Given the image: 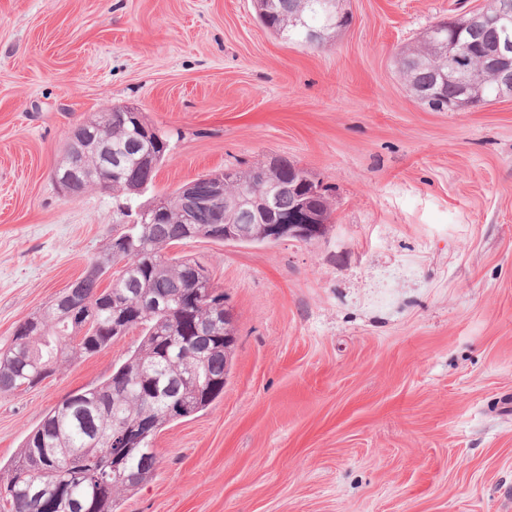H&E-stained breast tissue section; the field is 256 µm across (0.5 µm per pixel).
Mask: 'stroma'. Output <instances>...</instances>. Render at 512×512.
Segmentation results:
<instances>
[{
	"mask_svg": "<svg viewBox=\"0 0 512 512\" xmlns=\"http://www.w3.org/2000/svg\"><path fill=\"white\" fill-rule=\"evenodd\" d=\"M485 2L341 0L350 24L309 47L254 0H0V348L122 220L53 178L112 105L169 140L151 194L273 157L328 189L322 237L169 246L207 264L236 344L119 512H512V97L437 111L396 64ZM139 340L0 394V467Z\"/></svg>",
	"mask_w": 512,
	"mask_h": 512,
	"instance_id": "1",
	"label": "stroma"
}]
</instances>
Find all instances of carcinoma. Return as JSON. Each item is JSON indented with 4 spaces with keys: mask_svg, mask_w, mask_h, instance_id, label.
<instances>
[{
    "mask_svg": "<svg viewBox=\"0 0 512 512\" xmlns=\"http://www.w3.org/2000/svg\"><path fill=\"white\" fill-rule=\"evenodd\" d=\"M262 23L277 34L302 42L301 16L312 27H325L323 0H256ZM489 47L512 39L506 27L466 28L455 38ZM478 85L471 105L498 98L505 89L499 78L466 64ZM411 83L435 86L439 102L460 101L454 78L435 82L434 69H410ZM112 153L122 159V173L112 178V193L125 197L121 213L131 218L116 230L123 251L106 250L94 262L101 277L83 281L72 300L58 295L14 331L0 348V393L30 389L63 363L92 356L132 329L141 339L126 359L100 383L70 394L48 411L26 436L7 477L0 476V499L11 512H117L120 495L151 480L157 470L152 438L168 423L208 408L222 394L232 352L224 349V317L215 315L209 296L224 298L208 269L188 258H167L168 246L195 238L224 241V225L256 224L254 205L228 209L220 201L198 210L187 224L179 206L182 189L138 204L131 187L147 189L166 157L165 135L149 126L142 113L106 126ZM230 178L232 189L252 194L269 186L277 190L276 208L293 209L308 200L320 221L330 220L328 194H310V174L288 161L278 167L231 169L193 181L201 196L216 179ZM107 286H102L103 281ZM158 300V308L145 302ZM132 431L131 447L112 446V433ZM125 458L123 472L112 474V457Z\"/></svg>",
    "mask_w": 512,
    "mask_h": 512,
    "instance_id": "cac0c4a2",
    "label": "carcinoma"
}]
</instances>
